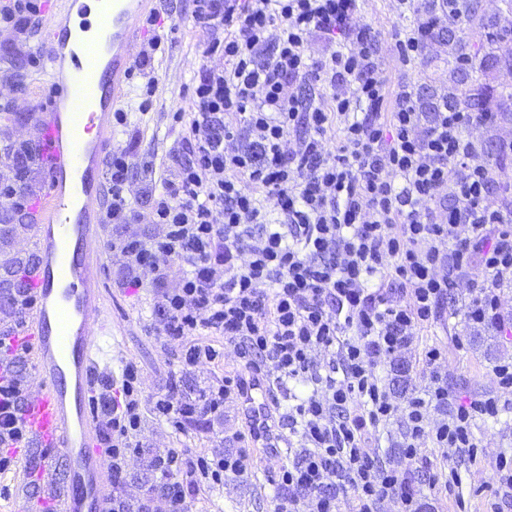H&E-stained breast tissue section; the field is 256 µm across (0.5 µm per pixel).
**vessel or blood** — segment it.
Instances as JSON below:
<instances>
[{"label": "vessel or blood", "mask_w": 512, "mask_h": 512, "mask_svg": "<svg viewBox=\"0 0 512 512\" xmlns=\"http://www.w3.org/2000/svg\"><path fill=\"white\" fill-rule=\"evenodd\" d=\"M153 11L152 0H53L46 12L58 31L40 44L50 100L33 118L49 180L33 226L36 259L24 268L34 304L16 343L41 379L21 419L54 512H106L112 498L93 399L113 360L101 264L105 164L112 114Z\"/></svg>", "instance_id": "1"}]
</instances>
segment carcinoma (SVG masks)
<instances>
[{"label":"carcinoma","mask_w":512,"mask_h":512,"mask_svg":"<svg viewBox=\"0 0 512 512\" xmlns=\"http://www.w3.org/2000/svg\"><path fill=\"white\" fill-rule=\"evenodd\" d=\"M498 13L488 15L480 0H450L448 27L432 30L429 41L448 47V88L432 90L421 100V111L436 112L446 106L466 112H487L496 125L512 123V84L499 81L482 83L473 73L502 74L512 72V0H501ZM467 29L473 38L456 36ZM487 167L499 177L494 190L506 205L512 204V181L506 179L512 170V146L502 140L484 147Z\"/></svg>","instance_id":"cac0c4a2"}]
</instances>
